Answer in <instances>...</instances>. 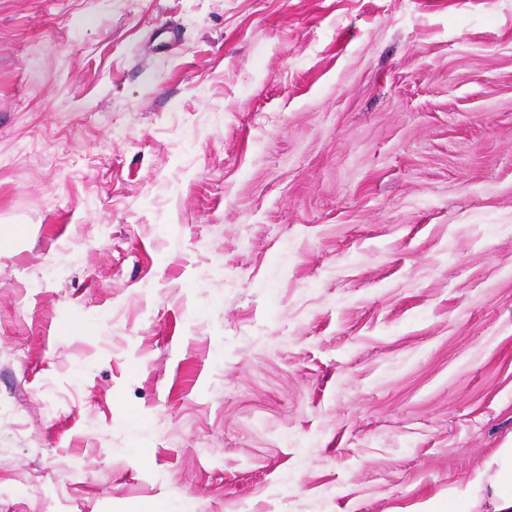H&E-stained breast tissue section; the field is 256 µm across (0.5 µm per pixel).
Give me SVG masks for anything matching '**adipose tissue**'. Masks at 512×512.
I'll use <instances>...</instances> for the list:
<instances>
[{
	"label": "adipose tissue",
	"mask_w": 512,
	"mask_h": 512,
	"mask_svg": "<svg viewBox=\"0 0 512 512\" xmlns=\"http://www.w3.org/2000/svg\"><path fill=\"white\" fill-rule=\"evenodd\" d=\"M425 512H512V442L494 449L470 477L453 484Z\"/></svg>",
	"instance_id": "adipose-tissue-1"
}]
</instances>
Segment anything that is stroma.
<instances>
[{
	"instance_id": "stroma-1",
	"label": "stroma",
	"mask_w": 512,
	"mask_h": 512,
	"mask_svg": "<svg viewBox=\"0 0 512 512\" xmlns=\"http://www.w3.org/2000/svg\"><path fill=\"white\" fill-rule=\"evenodd\" d=\"M512 440V0H0V512H418Z\"/></svg>"
}]
</instances>
